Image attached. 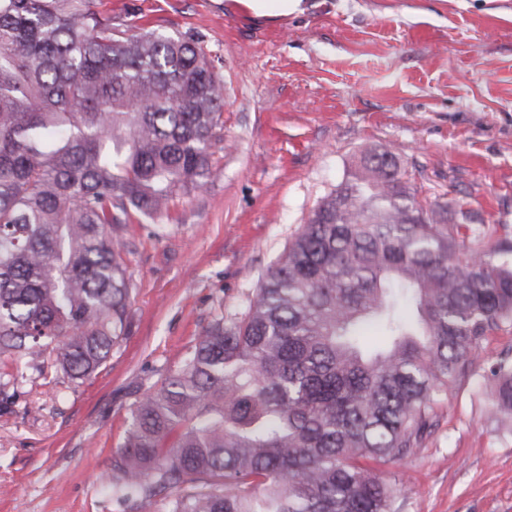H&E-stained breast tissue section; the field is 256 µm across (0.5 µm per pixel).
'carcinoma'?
I'll return each instance as SVG.
<instances>
[{
  "instance_id": "cac0c4a2",
  "label": "carcinoma",
  "mask_w": 512,
  "mask_h": 512,
  "mask_svg": "<svg viewBox=\"0 0 512 512\" xmlns=\"http://www.w3.org/2000/svg\"><path fill=\"white\" fill-rule=\"evenodd\" d=\"M224 82L199 42L112 28L99 0H0V404L79 386L128 332L121 233L207 183ZM425 206L367 152L260 280L137 400L101 473L139 512H394L396 479L480 343L512 324V241ZM490 410L512 413V359Z\"/></svg>"
}]
</instances>
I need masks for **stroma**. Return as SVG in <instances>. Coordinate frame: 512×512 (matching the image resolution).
<instances>
[{"mask_svg":"<svg viewBox=\"0 0 512 512\" xmlns=\"http://www.w3.org/2000/svg\"><path fill=\"white\" fill-rule=\"evenodd\" d=\"M116 30L197 39L224 81V141L200 189L122 235L129 334L106 368L53 391L28 382L0 412V512H121L97 475L130 411L266 270L368 150L389 151L421 202L464 208L488 245L512 240V0H103ZM512 327L437 409L412 455L384 465L395 512H512V419L490 369ZM247 7L258 15H286L298 10L301 0H244Z\"/></svg>","mask_w":512,"mask_h":512,"instance_id":"stroma-1","label":"stroma"}]
</instances>
